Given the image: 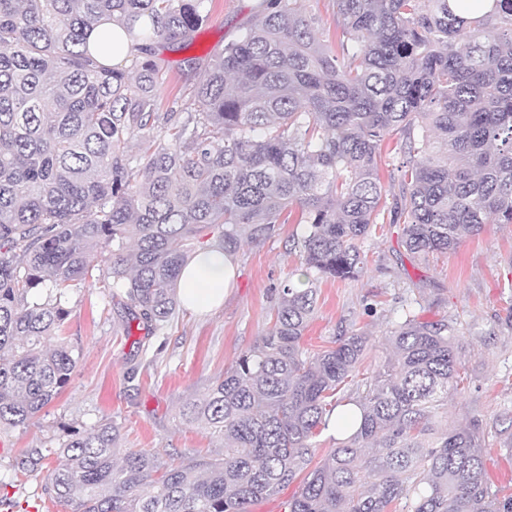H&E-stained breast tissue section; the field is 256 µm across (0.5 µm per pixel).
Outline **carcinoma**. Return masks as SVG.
<instances>
[{
    "instance_id": "carcinoma-1",
    "label": "carcinoma",
    "mask_w": 512,
    "mask_h": 512,
    "mask_svg": "<svg viewBox=\"0 0 512 512\" xmlns=\"http://www.w3.org/2000/svg\"><path fill=\"white\" fill-rule=\"evenodd\" d=\"M213 2L0 0L1 427L29 424L70 382L78 358L57 332L100 249L126 335L135 322L147 338L217 224L233 255L295 209L300 263L340 281L362 276L359 242L386 221L403 224L412 262L512 224V0H335L332 45L303 0H256L220 53L185 60L194 83L161 113L156 57L188 48ZM102 22L131 37L130 66L99 60L110 35L89 51ZM391 140L405 162L387 210ZM316 302L284 283L261 342L183 411L224 437V460L122 449L107 419L54 451L46 493L65 512H248L305 471L284 512H512L479 421L441 426L463 381L455 328L405 313L362 378L366 333L304 349ZM348 383L360 423L311 469Z\"/></svg>"
}]
</instances>
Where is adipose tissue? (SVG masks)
<instances>
[{
    "label": "adipose tissue",
    "instance_id": "adipose-tissue-1",
    "mask_svg": "<svg viewBox=\"0 0 512 512\" xmlns=\"http://www.w3.org/2000/svg\"><path fill=\"white\" fill-rule=\"evenodd\" d=\"M233 275L234 264L223 249L209 247L198 251L178 280L183 305L195 312L213 308L223 300Z\"/></svg>",
    "mask_w": 512,
    "mask_h": 512
}]
</instances>
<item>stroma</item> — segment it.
Segmentation results:
<instances>
[{
	"mask_svg": "<svg viewBox=\"0 0 512 512\" xmlns=\"http://www.w3.org/2000/svg\"><path fill=\"white\" fill-rule=\"evenodd\" d=\"M253 3L215 0L189 48L160 53L159 66L169 77L161 111H169L184 90L183 59L221 50L247 21ZM302 231L291 220L272 239L243 243L223 305L209 312L179 308L163 333L149 338L138 330L125 335L124 298L113 295L101 273L107 256L98 254L97 272L68 295L60 336L79 356L69 384L34 422L0 431V495L37 512H59L44 491V472L18 463L31 449L58 448L73 431L94 430L106 416L120 427L121 447L151 449L174 463L223 458V439L183 420L181 410L260 342L275 288L286 280L309 282L291 249ZM361 250L367 265L359 280L319 281L305 349L316 352L339 336L363 331L372 338L364 360L370 369L388 355L390 330L405 311L449 322L460 336L464 380L448 396V425L476 419L491 430L512 427V224L488 225L455 251L415 264L406 257L397 224L372 233Z\"/></svg>",
	"mask_w": 512,
	"mask_h": 512,
	"instance_id": "stroma-1",
	"label": "stroma"
}]
</instances>
